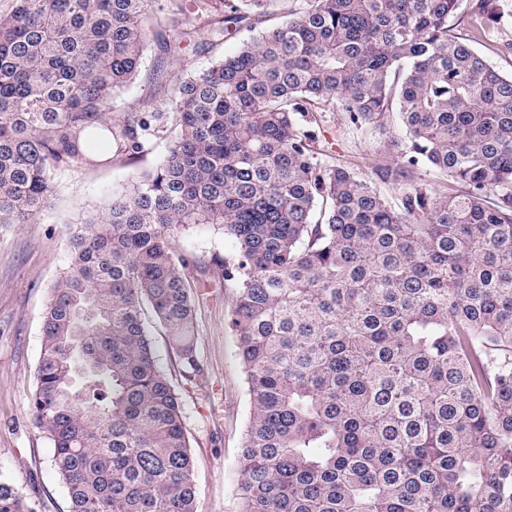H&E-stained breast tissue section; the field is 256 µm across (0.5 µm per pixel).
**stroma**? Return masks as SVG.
<instances>
[{"label": "stroma", "mask_w": 512, "mask_h": 512, "mask_svg": "<svg viewBox=\"0 0 512 512\" xmlns=\"http://www.w3.org/2000/svg\"><path fill=\"white\" fill-rule=\"evenodd\" d=\"M492 10V20L481 36H475V46L510 75L512 0H493ZM177 77L171 64L162 61L159 48L150 46L141 73L118 99V110L163 109L166 101L155 86ZM312 129L319 161L366 174L394 162L390 140L403 135L396 124L386 135L369 126L354 128L332 104L316 113ZM166 150V142L158 141L134 160L116 156L106 165L58 173L59 192L41 220L0 225V475L28 495L34 512H69L67 491L52 463V445L30 408L50 287L68 262L69 227L102 206L103 190L130 183L139 171L156 165ZM175 246L204 260L215 253L227 259L235 255L234 241L214 228H187ZM196 292L200 375L191 381L180 375L161 331H154L153 341L161 366L184 400V422L196 463V512H236L235 463L249 396L229 327L234 291L225 287L221 276L210 273L197 280Z\"/></svg>", "instance_id": "stroma-1"}]
</instances>
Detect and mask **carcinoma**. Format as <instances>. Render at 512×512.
Masks as SVG:
<instances>
[{
    "label": "carcinoma",
    "mask_w": 512,
    "mask_h": 512,
    "mask_svg": "<svg viewBox=\"0 0 512 512\" xmlns=\"http://www.w3.org/2000/svg\"><path fill=\"white\" fill-rule=\"evenodd\" d=\"M17 0L0 17V224H34L57 173L164 158L87 214L50 288L36 423L70 512H195L181 393L158 365L149 309L184 376L202 371L197 276L235 292L230 326L249 408L237 512H512V75L452 23L460 0H307L255 31L273 0H236L189 70L164 26L181 0ZM155 41L181 77L169 107L114 111ZM405 137L374 182L315 161L314 121ZM459 182L448 194L421 169ZM216 224L237 248L175 247ZM0 512H33L0 477ZM248 35L249 33L245 30H241L239 33L230 35L224 39V43L217 50H212L210 48L209 50L201 51L200 48L195 49L194 45L190 44L189 41H183L181 44V47L183 48V55H185L183 58H189L197 67L207 66L218 54H227L234 51L239 42Z\"/></svg>",
    "instance_id": "cac0c4a2"
}]
</instances>
